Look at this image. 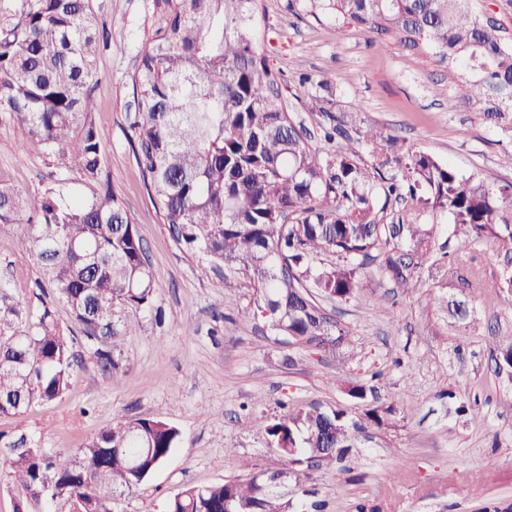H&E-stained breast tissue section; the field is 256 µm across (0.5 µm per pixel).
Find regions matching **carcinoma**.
Instances as JSON below:
<instances>
[{
	"label": "carcinoma",
	"instance_id": "carcinoma-1",
	"mask_svg": "<svg viewBox=\"0 0 512 512\" xmlns=\"http://www.w3.org/2000/svg\"><path fill=\"white\" fill-rule=\"evenodd\" d=\"M476 0H289L297 16H332L391 33L436 56L453 76L457 103L492 126L512 125V36ZM165 25L134 73L138 120L133 152L155 206L176 240L204 251L258 288L277 336L339 344L343 331L316 297L348 300L372 261L400 287L431 258L434 227L470 244L496 247L493 287L512 292V184L492 189L473 175L414 149L377 126L356 128L327 82L298 78L327 121V161L288 116L280 81L258 49V0H163ZM100 35L89 0H18L0 23V112L24 128L31 149L71 159L81 177L102 183L105 133L92 119ZM367 155L371 163L363 161ZM37 224L17 246L35 258L72 309L93 356L114 365L118 339L136 324L129 308L148 304L153 283L136 224L108 189L89 201L60 183L41 193L0 185V224ZM334 259L326 261L324 255ZM70 339L44 314L33 328L0 330V414L52 402L70 385ZM498 373L512 372V342L496 348ZM349 394L362 416L311 405L275 417L266 430L281 468L247 482L192 486L167 512H288L272 492L295 473L300 455L333 462L357 435L393 412L375 388ZM181 442L170 424L130 419L101 429L73 456L17 448L10 477L39 500L45 478L61 499L113 512L116 497L141 485Z\"/></svg>",
	"mask_w": 512,
	"mask_h": 512
}]
</instances>
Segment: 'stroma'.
<instances>
[{
  "label": "stroma",
  "mask_w": 512,
  "mask_h": 512,
  "mask_svg": "<svg viewBox=\"0 0 512 512\" xmlns=\"http://www.w3.org/2000/svg\"><path fill=\"white\" fill-rule=\"evenodd\" d=\"M90 7L110 34L93 92V118L106 134L103 179L144 241L154 292L133 313L139 326L114 354L118 369L105 367L40 266L17 248L23 225L0 224V308L19 309L23 326L50 313L74 340L68 391L0 416V448L25 442L73 455L107 425L166 421L181 443L113 504L114 512H165L187 487L277 470L265 424L282 408L316 403L357 417L364 406L347 387L374 385L392 414L344 461L297 465L298 479L279 488L288 512L316 499L324 512H512V380L497 374L492 356L499 341L512 340V293L493 287L501 268L494 245L470 246L474 268L426 265L405 288L370 265L357 297L323 304L347 332L336 352L281 343L263 321L241 317L254 289L175 241L136 163L132 77L163 24L161 0H90ZM259 46L280 73L290 116L307 129L316 130L319 116L295 81L301 72L329 82L344 108H358L360 127H386L491 187L512 183V165L502 161L512 153V131L456 106L448 70L434 57L331 17H296L288 0H261ZM58 179L80 199L99 191L68 161L30 151L24 129L0 113V180L31 193ZM462 277L470 287H459ZM440 296L466 302L475 325L449 318L435 304ZM300 483L308 495L296 494Z\"/></svg>",
  "instance_id": "obj_1"
}]
</instances>
